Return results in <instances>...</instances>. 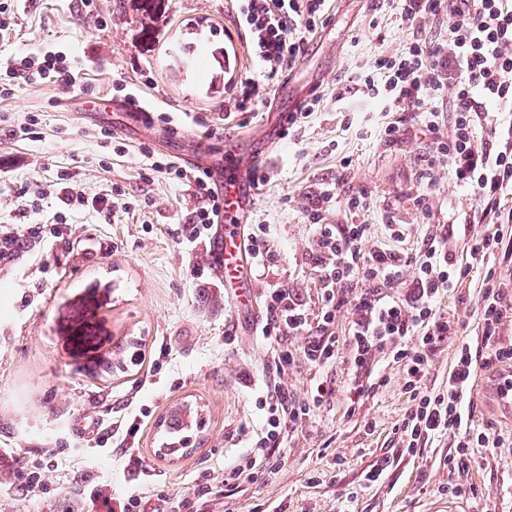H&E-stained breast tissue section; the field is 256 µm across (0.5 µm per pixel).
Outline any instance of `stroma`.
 I'll use <instances>...</instances> for the list:
<instances>
[{
	"label": "stroma",
	"mask_w": 512,
	"mask_h": 512,
	"mask_svg": "<svg viewBox=\"0 0 512 512\" xmlns=\"http://www.w3.org/2000/svg\"><path fill=\"white\" fill-rule=\"evenodd\" d=\"M329 15L291 75L295 87L328 100L270 147L261 133L268 123L282 128L291 97L224 115L234 85L254 73L235 0H93L88 8L81 0H12L11 25L0 31V85L11 82L7 59L48 48L73 50L82 70L73 84L22 83L0 101V236L18 233L26 243L0 265V450L19 449L20 462L39 468L45 483L18 489L0 466V512H85L94 484L141 497L143 512H196V487L223 479L241 452L238 440L260 420L256 389L283 380L304 401L319 379L334 393L294 433L275 472L242 478L210 512H448L452 499L468 512H512V411L496 400L499 368L479 371L470 411L474 425L508 445L475 449L466 467L453 469L451 434L416 455L399 453L396 429L410 408L401 366H387L386 385L350 409L347 313L336 318L341 342L326 370L299 355L303 338L292 335L297 356L278 373L255 333L272 288H291L320 313L307 209L323 187L335 189L323 223L370 225L369 242L378 245L386 232L377 212L386 209L407 225V250L476 205L444 172L419 202L432 134L410 121L398 139L386 138L385 114L368 111L351 82L379 55L435 38L440 23L408 28L378 0H332ZM119 83L138 88L151 124L129 126L114 110ZM32 116L36 142L22 133ZM104 129L111 138L101 137ZM237 140L267 173L254 212L270 227V258L252 271L247 309L206 263L210 237H190L188 220L203 204L194 188L144 172L145 152L191 153L202 163L223 159ZM64 175L86 198L116 197L118 207L61 206L53 185ZM354 194L369 210L349 211ZM57 214L64 223H54ZM481 303L476 279L443 294L440 311L458 332L431 355L427 392L444 389L462 343L480 342ZM125 336L140 339L139 356L126 372L107 375L100 363ZM180 401L203 405V441L186 456L160 455L156 424ZM139 410L146 416L135 446L146 472L129 466L124 448L96 444ZM52 447L59 454L50 462L42 451ZM384 456L382 482L366 485V470Z\"/></svg>",
	"instance_id": "1"
}]
</instances>
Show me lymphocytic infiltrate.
Returning <instances> with one entry per match:
<instances>
[{
  "label": "lymphocytic infiltrate",
  "mask_w": 512,
  "mask_h": 512,
  "mask_svg": "<svg viewBox=\"0 0 512 512\" xmlns=\"http://www.w3.org/2000/svg\"><path fill=\"white\" fill-rule=\"evenodd\" d=\"M243 26L251 38V54L257 71L241 81L229 105L239 112L269 103L276 79L292 70L307 52V30L325 23L326 0H238ZM403 24L424 19L447 20L443 35L426 42L412 40L402 50L382 54L375 61L379 78L359 77L358 92L384 101L386 107L408 112L431 131V167L447 169L448 179L470 193L476 202L471 221L459 226L462 241L473 257L459 264L447 231L423 239L410 255L398 243L409 230L382 212L392 247L363 249L370 233L366 224H323L320 212L333 198L323 189L312 202L310 217L317 223L320 253L317 273L322 284L319 316H310L292 290L280 287L264 298L266 318L258 335L270 345L278 370H286L295 353L312 366L324 369L336 359L339 340L335 320L348 312V342L352 368L347 382L350 407L383 387L382 366L399 363L413 406L398 428L405 452L413 454L435 437L463 433L458 455L449 466L465 465L474 449L501 447L499 438L474 432L468 407L470 391L479 370L512 365V344L500 340L503 322L512 317V278L487 270L482 283L481 343L462 344L448 374V384L438 393L422 391L420 383L436 348L456 335L457 326L440 313L442 290L456 288L474 276V261L500 253L512 259V237L495 233L471 236V224L512 222V0H395ZM14 79L23 82H75L74 58L63 51H44L13 57ZM447 103V113L428 112L426 101ZM449 135H441V126ZM149 171L176 176L194 185L203 200L191 221L193 238L207 236L224 216V198L210 170L192 169L176 158L152 159ZM303 335L299 351L285 339ZM333 394L325 382L315 383L308 401H293L287 387L274 385L257 396L263 424L249 436L235 462L225 468L222 486L202 485L197 496L206 500L220 490H233L243 474H254L283 452L293 433L313 409Z\"/></svg>",
  "instance_id": "lymphocytic-infiltrate-1"
}]
</instances>
